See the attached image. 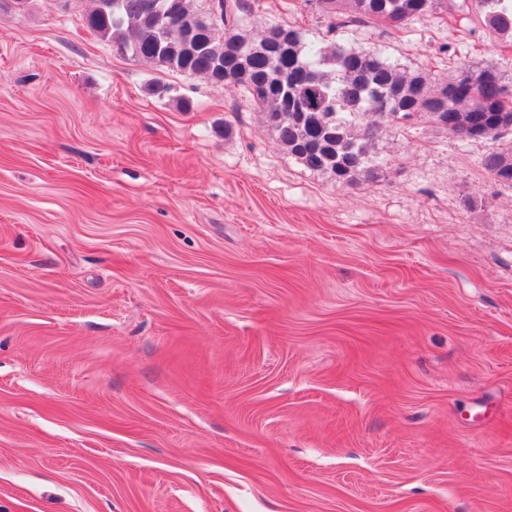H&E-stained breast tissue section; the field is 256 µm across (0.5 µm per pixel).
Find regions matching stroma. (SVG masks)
<instances>
[{"label":"stroma","instance_id":"1","mask_svg":"<svg viewBox=\"0 0 512 512\" xmlns=\"http://www.w3.org/2000/svg\"><path fill=\"white\" fill-rule=\"evenodd\" d=\"M430 80L512 41L454 14L329 32ZM83 0L0 8V512H512V145L428 116L378 174L310 171L263 112L116 53ZM482 165L498 182L512 187V146L490 152Z\"/></svg>","mask_w":512,"mask_h":512}]
</instances>
